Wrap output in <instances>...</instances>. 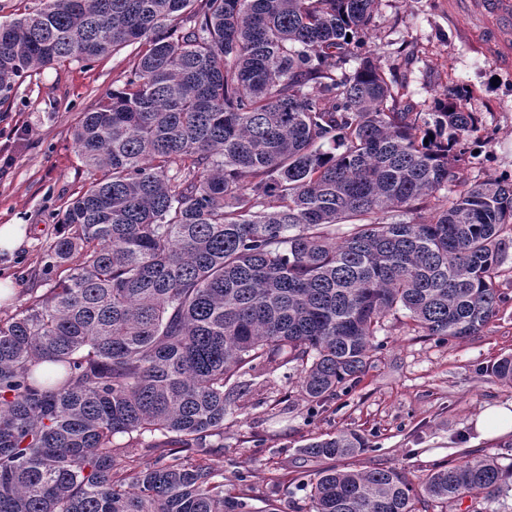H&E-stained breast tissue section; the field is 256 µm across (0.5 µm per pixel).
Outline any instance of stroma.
Listing matches in <instances>:
<instances>
[{"label": "stroma", "mask_w": 512, "mask_h": 512, "mask_svg": "<svg viewBox=\"0 0 512 512\" xmlns=\"http://www.w3.org/2000/svg\"><path fill=\"white\" fill-rule=\"evenodd\" d=\"M454 0H378L366 42L385 72L404 77L415 111L428 115L435 99L460 85L461 106L475 113L474 158L460 164V182L512 176V71L485 51L482 35ZM131 50L93 62H67L28 73L0 104V224H25L24 246L0 254V280L15 286L0 302V318L37 299L56 278L51 248L59 219L95 174L78 156L73 128L80 112L121 89ZM498 281L505 296L477 335L439 340L414 332L404 313L387 315L366 371L322 401L301 391L296 368L256 369L239 377L224 420V450L209 461L224 472V489L250 495L258 512H309L310 482L327 467L398 468L410 479L462 453L495 459L511 489L505 495L441 507L425 500L419 512H512V434L485 438L475 424L490 407L512 405V385L489 370L512 354V254ZM364 441L333 460L302 453L311 441L339 432ZM247 481H240V472Z\"/></svg>", "instance_id": "obj_1"}]
</instances>
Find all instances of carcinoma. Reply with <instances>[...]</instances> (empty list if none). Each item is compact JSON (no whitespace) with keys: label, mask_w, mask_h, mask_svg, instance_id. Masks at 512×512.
Returning <instances> with one entry per match:
<instances>
[{"label":"carcinoma","mask_w":512,"mask_h":512,"mask_svg":"<svg viewBox=\"0 0 512 512\" xmlns=\"http://www.w3.org/2000/svg\"><path fill=\"white\" fill-rule=\"evenodd\" d=\"M40 2L0 22V101L35 69L136 53L75 128L104 175L62 216V276L0 319V512H252L206 461L232 379L294 363L322 399L364 372L392 312L443 340L495 316L512 182H457L478 120L446 91L419 123L364 49L377 0ZM491 375L511 384L512 356ZM362 447L340 432L302 451ZM502 490L467 453L418 486L329 467L311 512Z\"/></svg>","instance_id":"carcinoma-1"}]
</instances>
